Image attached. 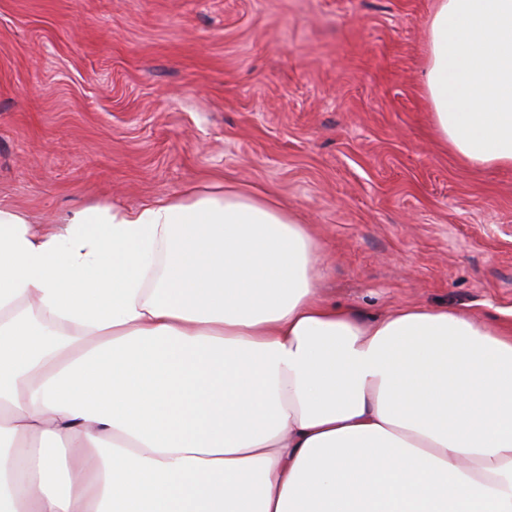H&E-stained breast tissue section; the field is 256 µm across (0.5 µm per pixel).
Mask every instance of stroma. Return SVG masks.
I'll use <instances>...</instances> for the list:
<instances>
[{
    "mask_svg": "<svg viewBox=\"0 0 512 512\" xmlns=\"http://www.w3.org/2000/svg\"><path fill=\"white\" fill-rule=\"evenodd\" d=\"M434 0H0V206L54 224L232 183L322 241L323 294L512 322V168L422 87Z\"/></svg>",
    "mask_w": 512,
    "mask_h": 512,
    "instance_id": "obj_1",
    "label": "stroma"
}]
</instances>
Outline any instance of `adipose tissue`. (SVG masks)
<instances>
[{"label": "adipose tissue", "mask_w": 512, "mask_h": 512, "mask_svg": "<svg viewBox=\"0 0 512 512\" xmlns=\"http://www.w3.org/2000/svg\"><path fill=\"white\" fill-rule=\"evenodd\" d=\"M424 90L512 166V0H434ZM228 185L61 224L0 207V512H512V329L363 320Z\"/></svg>", "instance_id": "obj_1"}]
</instances>
